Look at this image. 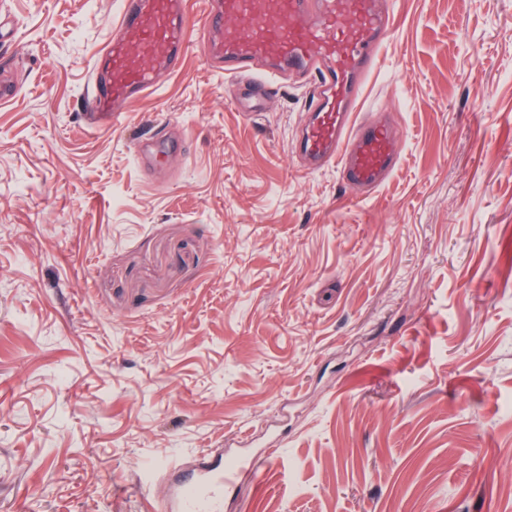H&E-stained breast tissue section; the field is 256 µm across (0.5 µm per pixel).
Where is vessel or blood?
I'll list each match as a JSON object with an SVG mask.
<instances>
[{"mask_svg": "<svg viewBox=\"0 0 512 512\" xmlns=\"http://www.w3.org/2000/svg\"><path fill=\"white\" fill-rule=\"evenodd\" d=\"M393 19L382 0H204L192 19L188 0H123L121 21L107 48L108 67L92 87L87 123L112 121L133 98L153 91L159 74L177 72L191 45L234 80L241 99L262 97L281 76L314 80L307 100L312 119L300 157L309 171L336 166L354 192L379 186L398 167L401 145L385 118L361 117V89L390 37ZM184 146L166 126L135 146L146 178ZM258 459L202 451L162 502L163 512H223L224 492Z\"/></svg>", "mask_w": 512, "mask_h": 512, "instance_id": "1", "label": "vessel or blood"}]
</instances>
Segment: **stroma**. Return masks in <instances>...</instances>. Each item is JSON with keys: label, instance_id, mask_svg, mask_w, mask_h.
Returning a JSON list of instances; mask_svg holds the SVG:
<instances>
[{"label": "stroma", "instance_id": "1", "mask_svg": "<svg viewBox=\"0 0 512 512\" xmlns=\"http://www.w3.org/2000/svg\"><path fill=\"white\" fill-rule=\"evenodd\" d=\"M386 2L361 105L403 148L355 197L299 165L307 79L250 118L194 45L91 128L122 0H0V512H148L274 440L224 512H512V0ZM167 126L160 125L156 132L150 138L141 140L135 146V155L139 166L144 172L145 177L155 183L154 171L156 167V155H159V161L166 163L177 155H181L184 146L179 143L180 140L171 138L167 133Z\"/></svg>", "mask_w": 512, "mask_h": 512}]
</instances>
